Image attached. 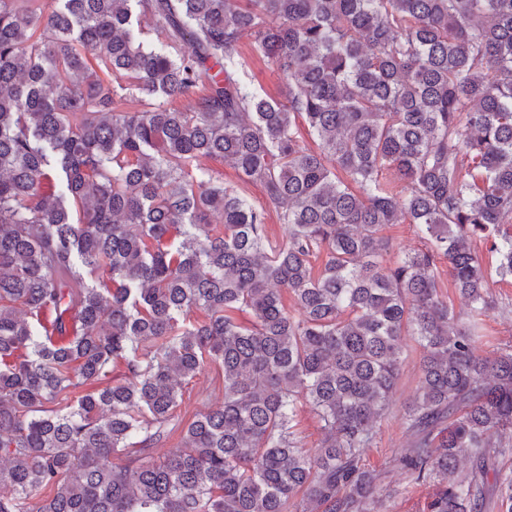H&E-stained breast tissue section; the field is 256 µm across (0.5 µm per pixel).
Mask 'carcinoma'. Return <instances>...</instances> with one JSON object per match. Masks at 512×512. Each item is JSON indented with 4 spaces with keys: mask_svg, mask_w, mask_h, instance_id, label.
Here are the masks:
<instances>
[{
    "mask_svg": "<svg viewBox=\"0 0 512 512\" xmlns=\"http://www.w3.org/2000/svg\"><path fill=\"white\" fill-rule=\"evenodd\" d=\"M245 38L285 101L244 79ZM387 224L424 247L386 260ZM479 242L512 277V0H0V512H381L363 450L405 335L427 512H512ZM209 364L221 402L155 456ZM207 165L212 170V175L223 181L225 185L237 187L252 202H264L263 189L259 184L244 182L231 166L223 162L210 160ZM282 209L274 206L267 208L266 233L273 243H283L287 240V225L280 221ZM439 292L440 297L447 301L448 304L451 305L457 313H463L467 310L465 301L458 295L451 282V279L448 277V268L446 266H444L440 272ZM297 426L295 430L299 437H301L307 448L315 446L319 440L320 430L316 416L308 406L301 408L297 417Z\"/></svg>",
    "mask_w": 512,
    "mask_h": 512,
    "instance_id": "1",
    "label": "carcinoma"
}]
</instances>
